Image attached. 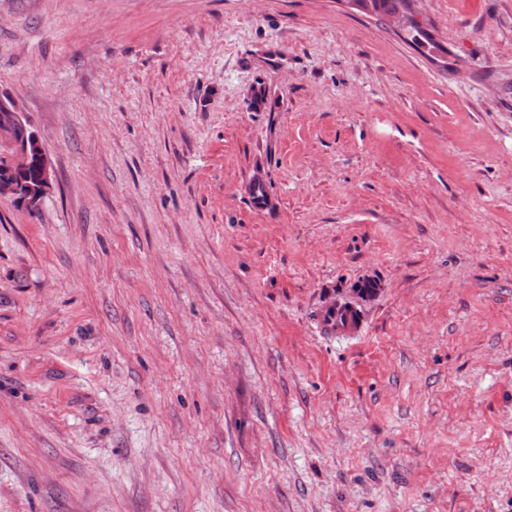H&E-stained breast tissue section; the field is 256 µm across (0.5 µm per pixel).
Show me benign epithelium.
<instances>
[{
	"label": "benign epithelium",
	"mask_w": 512,
	"mask_h": 512,
	"mask_svg": "<svg viewBox=\"0 0 512 512\" xmlns=\"http://www.w3.org/2000/svg\"><path fill=\"white\" fill-rule=\"evenodd\" d=\"M0 107L9 113V121L0 127V159L14 175L12 180H0V198H10L31 210L38 209L53 180L50 159L38 134L25 137L20 131L29 125L24 112L17 103L10 105L0 99ZM38 159L40 173L37 184L28 186L23 177Z\"/></svg>",
	"instance_id": "obj_1"
}]
</instances>
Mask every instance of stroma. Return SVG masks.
<instances>
[{
    "mask_svg": "<svg viewBox=\"0 0 512 512\" xmlns=\"http://www.w3.org/2000/svg\"><path fill=\"white\" fill-rule=\"evenodd\" d=\"M423 12L0 0V512H512V0ZM0 105L5 111L0 112V123L5 118L4 113H9V121L0 127V158L15 176V179L1 181L2 178L12 175L0 165V198L20 201L30 210H36L52 184L53 170L50 159L36 132L32 137L19 135L18 132L23 130L25 133L26 126L30 125L19 105L15 101L7 105L3 99H0ZM35 156L38 159L40 173L37 184L32 187L26 185L22 177L31 167ZM24 178L28 181L27 184H31L36 180V174L31 172Z\"/></svg>",
    "mask_w": 512,
    "mask_h": 512,
    "instance_id": "stroma-1",
    "label": "stroma"
}]
</instances>
